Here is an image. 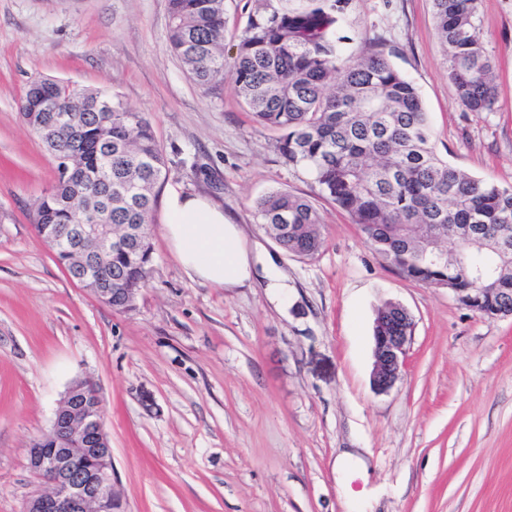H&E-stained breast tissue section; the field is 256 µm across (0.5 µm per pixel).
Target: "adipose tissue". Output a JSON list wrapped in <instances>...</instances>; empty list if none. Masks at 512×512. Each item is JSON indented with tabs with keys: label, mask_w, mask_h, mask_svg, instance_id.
Returning a JSON list of instances; mask_svg holds the SVG:
<instances>
[{
	"label": "adipose tissue",
	"mask_w": 512,
	"mask_h": 512,
	"mask_svg": "<svg viewBox=\"0 0 512 512\" xmlns=\"http://www.w3.org/2000/svg\"><path fill=\"white\" fill-rule=\"evenodd\" d=\"M166 210V235L189 276L223 287L250 280L247 251L222 209L173 189L167 194Z\"/></svg>",
	"instance_id": "obj_1"
}]
</instances>
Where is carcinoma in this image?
Wrapping results in <instances>:
<instances>
[{"mask_svg":"<svg viewBox=\"0 0 512 512\" xmlns=\"http://www.w3.org/2000/svg\"><path fill=\"white\" fill-rule=\"evenodd\" d=\"M353 0H277L249 14L232 65L224 60V0H169L168 40L193 81L211 92L228 77L261 127L279 132L283 164L308 170L317 194L346 210L375 253L425 286L511 288L512 187L476 178L437 152L415 84L373 43L342 57L341 22ZM448 83L467 112H495L496 63L477 24L478 0H431ZM19 111L47 151L70 165L38 200L34 223L110 224L133 230L112 255L116 288H144L157 185L168 159L142 112L119 97L49 79L30 82ZM59 113L70 119L61 122ZM258 223L285 252L323 246L312 202L274 189L256 204Z\"/></svg>","mask_w":512,"mask_h":512,"instance_id":"cac0c4a2","label":"carcinoma"}]
</instances>
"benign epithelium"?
I'll return each instance as SVG.
<instances>
[{
	"mask_svg": "<svg viewBox=\"0 0 512 512\" xmlns=\"http://www.w3.org/2000/svg\"><path fill=\"white\" fill-rule=\"evenodd\" d=\"M54 248L76 254L84 242L92 243L100 256L125 249V238L112 236L102 224H67L45 229ZM453 296L462 306L488 317H512V300L506 288H454ZM414 321L399 303L390 305L373 336L371 384L384 393L402 377L407 365ZM104 398L90 380L68 387L56 411L50 431L32 444L29 467L47 485L25 500L21 512H114L117 499L112 486V446L103 421ZM94 432V447L82 452L87 466L75 473L71 443ZM52 442L54 447L42 444Z\"/></svg>",
	"mask_w": 512,
	"mask_h": 512,
	"instance_id": "benign-epithelium-1",
	"label": "benign epithelium"
}]
</instances>
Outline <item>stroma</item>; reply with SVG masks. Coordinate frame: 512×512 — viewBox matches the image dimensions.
Masks as SVG:
<instances>
[{
  "label": "stroma",
  "mask_w": 512,
  "mask_h": 512,
  "mask_svg": "<svg viewBox=\"0 0 512 512\" xmlns=\"http://www.w3.org/2000/svg\"><path fill=\"white\" fill-rule=\"evenodd\" d=\"M499 108L464 111L430 0H355L343 53L382 41L423 99L437 151L512 186V0H479ZM168 0H0V512L41 484L28 466L77 378L97 382L120 512H512V318L460 306L399 275L350 216L282 164L231 82L207 94L171 51ZM36 78L119 95L146 113L171 161L169 189L210 199L237 225L252 278H190L153 214L136 307L100 303L32 221L55 161L23 122ZM311 198L323 246L283 251L255 215L272 189ZM279 276L285 290L269 287ZM387 302L415 323L404 375L376 392L372 327ZM352 451L355 465L337 469Z\"/></svg>",
  "instance_id": "1"
}]
</instances>
